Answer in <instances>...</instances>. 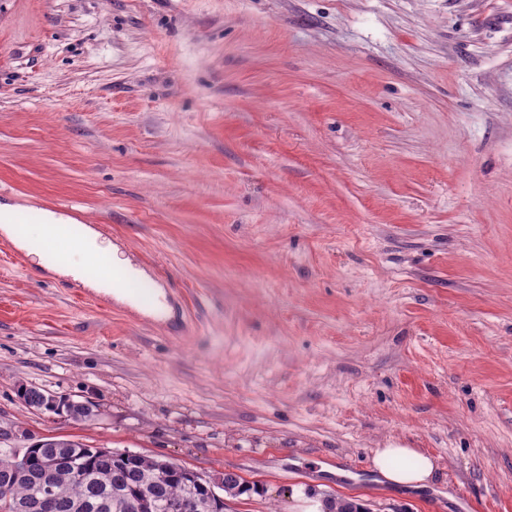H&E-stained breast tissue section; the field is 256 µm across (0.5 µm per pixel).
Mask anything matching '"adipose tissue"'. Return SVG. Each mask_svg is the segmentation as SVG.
Masks as SVG:
<instances>
[{"label": "adipose tissue", "instance_id": "obj_1", "mask_svg": "<svg viewBox=\"0 0 512 512\" xmlns=\"http://www.w3.org/2000/svg\"><path fill=\"white\" fill-rule=\"evenodd\" d=\"M17 206L0 203V236L10 240L34 259H41L42 245L55 247L58 258L51 266L52 272L79 277L83 267L97 264L101 255H108L113 268L121 269L128 261L118 254L108 241L93 228H85L84 245L77 250L66 246L59 235L63 218L48 212L40 224H19L14 217ZM372 470L380 484L409 490L430 488L437 471L433 457L416 448H378L371 458Z\"/></svg>", "mask_w": 512, "mask_h": 512}]
</instances>
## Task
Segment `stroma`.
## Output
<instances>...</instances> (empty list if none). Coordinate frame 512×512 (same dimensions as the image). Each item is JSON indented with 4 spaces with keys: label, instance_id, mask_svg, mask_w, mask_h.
<instances>
[{
    "label": "stroma",
    "instance_id": "stroma-1",
    "mask_svg": "<svg viewBox=\"0 0 512 512\" xmlns=\"http://www.w3.org/2000/svg\"><path fill=\"white\" fill-rule=\"evenodd\" d=\"M0 203L179 292L166 331L0 259V446L234 472L224 512H512V0H0ZM393 445L432 488L376 483ZM371 464L378 483L409 490L429 489L437 471L434 458L417 448H377Z\"/></svg>",
    "mask_w": 512,
    "mask_h": 512
}]
</instances>
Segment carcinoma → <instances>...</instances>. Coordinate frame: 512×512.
<instances>
[{
	"mask_svg": "<svg viewBox=\"0 0 512 512\" xmlns=\"http://www.w3.org/2000/svg\"><path fill=\"white\" fill-rule=\"evenodd\" d=\"M56 460L52 475L59 500L52 512H83L82 502L119 493L131 499L148 498L158 505L155 512L173 500L196 497L201 508L196 512H216V503L205 501L189 477V471H174L159 464V459L141 454L114 452L105 454L67 438H45L28 449L27 458L0 452V471L27 467V477L13 484L8 493L0 492V512H17V506L33 499L43 477V464Z\"/></svg>",
	"mask_w": 512,
	"mask_h": 512,
	"instance_id": "cac0c4a2",
	"label": "carcinoma"
}]
</instances>
